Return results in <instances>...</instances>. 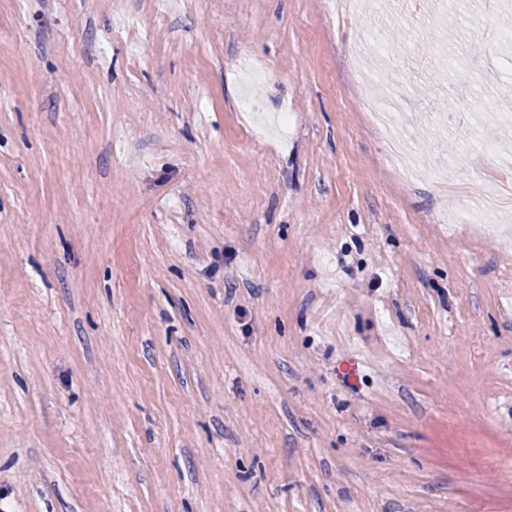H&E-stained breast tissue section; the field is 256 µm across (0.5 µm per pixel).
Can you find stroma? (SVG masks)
Wrapping results in <instances>:
<instances>
[{
  "label": "stroma",
  "instance_id": "obj_1",
  "mask_svg": "<svg viewBox=\"0 0 512 512\" xmlns=\"http://www.w3.org/2000/svg\"><path fill=\"white\" fill-rule=\"evenodd\" d=\"M500 23L0 0V512H512V210L434 221L512 182ZM466 199L458 209L455 222L458 224H483L488 209L499 201L498 195L472 178L466 187Z\"/></svg>",
  "mask_w": 512,
  "mask_h": 512
}]
</instances>
